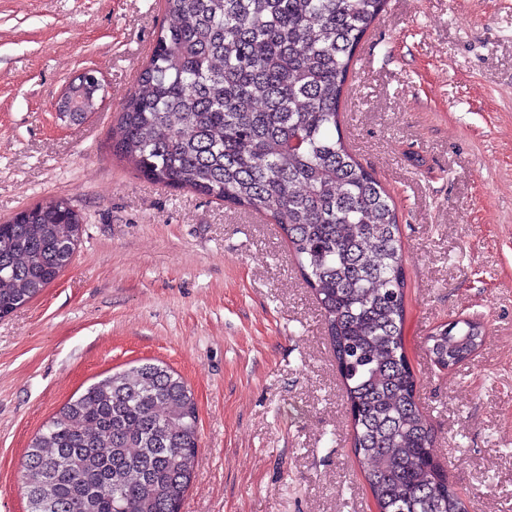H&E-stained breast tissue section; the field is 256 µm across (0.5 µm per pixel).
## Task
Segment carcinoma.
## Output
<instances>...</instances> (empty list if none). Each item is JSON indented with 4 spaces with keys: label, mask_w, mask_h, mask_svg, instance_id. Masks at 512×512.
Listing matches in <instances>:
<instances>
[{
    "label": "carcinoma",
    "mask_w": 512,
    "mask_h": 512,
    "mask_svg": "<svg viewBox=\"0 0 512 512\" xmlns=\"http://www.w3.org/2000/svg\"><path fill=\"white\" fill-rule=\"evenodd\" d=\"M386 0H163L161 28L124 101L112 154L165 187L269 216L320 307L351 420V447L378 512H467L434 454L403 343L399 214L347 146L341 105ZM101 86L68 83L65 123L96 110ZM81 233L65 199L0 224V318L71 264ZM484 326L429 336L434 364L469 360ZM183 378L145 362L91 384L32 439L29 512H180L199 448Z\"/></svg>",
    "instance_id": "1"
}]
</instances>
